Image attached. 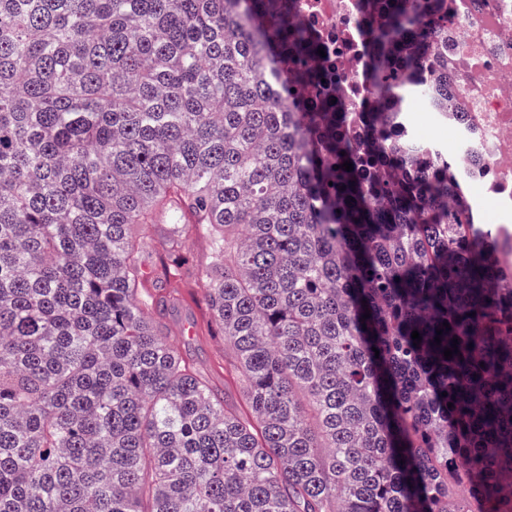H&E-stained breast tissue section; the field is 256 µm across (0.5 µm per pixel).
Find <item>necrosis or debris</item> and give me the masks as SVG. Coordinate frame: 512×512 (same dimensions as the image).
Here are the masks:
<instances>
[{"label":"necrosis or debris","instance_id":"obj_1","mask_svg":"<svg viewBox=\"0 0 512 512\" xmlns=\"http://www.w3.org/2000/svg\"><path fill=\"white\" fill-rule=\"evenodd\" d=\"M448 32L437 36L423 29L414 39L417 70L404 72L395 56L391 94L374 99L367 79L372 51L370 30L384 24V7L367 11L366 0H296V15L310 31L322 56L316 68L331 73L329 93L338 112H391L390 139L438 137L412 123L406 104L412 86L433 79L448 67V93L456 101L448 125L458 137L448 163L459 167L468 154L481 163L469 167L467 186L504 243L503 258L512 262V0H444Z\"/></svg>","mask_w":512,"mask_h":512}]
</instances>
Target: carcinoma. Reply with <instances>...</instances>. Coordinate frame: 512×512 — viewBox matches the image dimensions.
I'll use <instances>...</instances> for the list:
<instances>
[{"instance_id":"1","label":"carcinoma","mask_w":512,"mask_h":512,"mask_svg":"<svg viewBox=\"0 0 512 512\" xmlns=\"http://www.w3.org/2000/svg\"><path fill=\"white\" fill-rule=\"evenodd\" d=\"M430 2L373 30L376 94ZM317 53L293 0H0V512H512L499 242L390 113L355 135ZM162 214L211 242L242 410L155 326ZM166 233V227L159 226L156 229L155 236L153 240L149 244V246L144 250L141 261L143 267L147 273H149L152 279H163V264L162 259L166 261L164 258L163 252L161 250V242L162 237Z\"/></svg>"}]
</instances>
